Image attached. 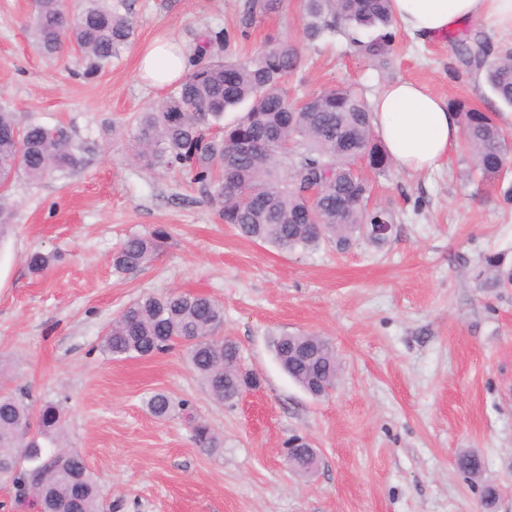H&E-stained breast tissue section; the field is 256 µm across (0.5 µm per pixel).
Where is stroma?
Segmentation results:
<instances>
[{
	"instance_id": "35a3bbf8",
	"label": "stroma",
	"mask_w": 512,
	"mask_h": 512,
	"mask_svg": "<svg viewBox=\"0 0 512 512\" xmlns=\"http://www.w3.org/2000/svg\"><path fill=\"white\" fill-rule=\"evenodd\" d=\"M245 0H127L135 38L88 75L73 49L48 56L30 29L35 0H0V106L20 123L65 126L82 149L75 173L9 189L15 225L0 245V369L66 403L65 433L98 481L103 512H512V288L485 285L487 257L512 265V206L502 184L469 180L456 150L422 172L373 177L372 205L391 210L386 243L345 251L323 243L284 253L240 237L198 186L176 170L130 161L120 132L163 97L140 76L138 54L158 38L193 50L197 34L222 28L245 56L268 39H297L302 0H277L251 26ZM413 81L502 117L482 72L464 66L446 38L396 31L386 70L358 55L343 34L306 47L286 80L301 98L354 84L373 99L388 83ZM164 225L169 246L137 274L112 267L126 236ZM53 255L28 274L29 253ZM191 291L224 306V333L260 379L219 404L181 351L112 360L101 348L110 325L145 293ZM328 337L341 363L327 397L303 392L280 369L270 336ZM174 402L164 419L144 400ZM224 438L197 447L186 411ZM318 455L312 474L288 468L292 436ZM473 450L480 483L456 464ZM497 498L484 508L482 489Z\"/></svg>"
}]
</instances>
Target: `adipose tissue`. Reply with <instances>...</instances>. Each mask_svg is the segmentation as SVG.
I'll return each instance as SVG.
<instances>
[{
    "instance_id": "obj_1",
    "label": "adipose tissue",
    "mask_w": 512,
    "mask_h": 512,
    "mask_svg": "<svg viewBox=\"0 0 512 512\" xmlns=\"http://www.w3.org/2000/svg\"><path fill=\"white\" fill-rule=\"evenodd\" d=\"M397 26L424 40L445 35L471 21L512 34V0H392ZM188 66L180 45L151 44L139 58L145 80L163 87L180 79ZM374 126L392 162L418 172L433 168L457 147L460 128L448 104L423 85H389L373 102Z\"/></svg>"
}]
</instances>
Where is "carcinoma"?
Returning <instances> with one entry per match:
<instances>
[{"label":"carcinoma","mask_w":512,"mask_h":512,"mask_svg":"<svg viewBox=\"0 0 512 512\" xmlns=\"http://www.w3.org/2000/svg\"><path fill=\"white\" fill-rule=\"evenodd\" d=\"M390 0H304V39L327 40L343 32L356 52L383 68L394 41ZM277 0H246L242 27L271 11ZM125 0H85L74 16L62 0H38L33 37L47 55L65 44L77 51L89 73L116 57L134 38L135 27L122 12ZM230 36L210 29L190 59V70L168 95L140 112L127 135L132 156L149 168L177 169L199 186L218 216L241 236L282 252L318 249L325 241L346 250L362 238L369 224H392L393 214L369 206L371 183L364 170L385 176L388 151L376 134L363 93L352 85L324 89L304 105L288 99L286 76L301 64L303 46L292 39L268 42L247 57L226 53ZM448 46L467 66L481 70L500 102L512 109V49L499 50L491 62L489 40L448 34ZM459 118L472 171L486 182L504 179L512 168V140L494 114L467 101H448ZM239 116L224 123V116ZM24 153L21 165L16 155ZM80 148L62 130L29 123L0 108V183L21 174L40 181L80 167ZM14 209L0 195V239L13 226ZM169 234L158 227L128 237L112 256L118 272L134 274L168 247ZM50 255L31 253L28 271L39 275ZM484 275L493 288H511L512 270L486 258ZM224 307L209 296L185 291L145 294L129 302L109 325L101 347L122 361L166 353L176 346L220 403L234 399L251 380L241 371L237 343L225 344ZM282 369L314 397L335 387L340 364L332 343L313 333L284 334L271 340ZM168 395L156 392L147 409L169 415ZM66 406L38 403L28 388H0V484L11 486L17 501L38 512H101L98 483L84 457L68 448ZM192 436L208 451L223 441L204 420L188 416ZM459 468L477 478L481 459L458 457Z\"/></svg>","instance_id":"cac0c4a2"}]
</instances>
